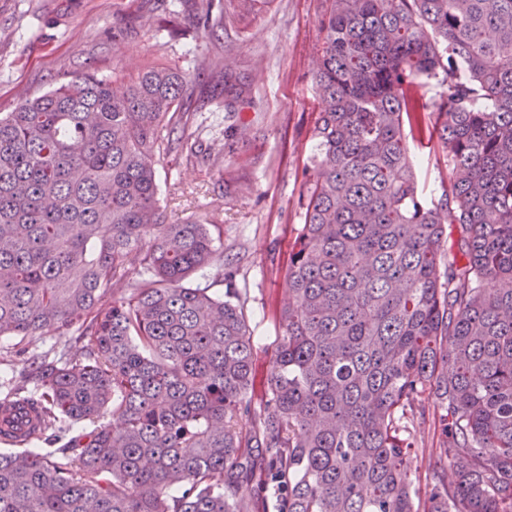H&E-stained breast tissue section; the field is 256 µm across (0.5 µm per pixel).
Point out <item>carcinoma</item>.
<instances>
[{"instance_id": "carcinoma-1", "label": "carcinoma", "mask_w": 512, "mask_h": 512, "mask_svg": "<svg viewBox=\"0 0 512 512\" xmlns=\"http://www.w3.org/2000/svg\"><path fill=\"white\" fill-rule=\"evenodd\" d=\"M254 0H157L226 29ZM316 152L288 253L272 365L257 380L247 289L193 287L212 215L167 223L156 157L198 153L183 101L226 57L128 76L81 70L0 114V336L75 333L40 358L39 426L0 452V512H512V0H330ZM441 79L428 105L418 88ZM443 156L441 194L412 148ZM143 277L127 280L130 268ZM435 399L420 501L411 432ZM117 428L103 422L106 414ZM250 427H239V417ZM92 429L29 448L64 424Z\"/></svg>"}]
</instances>
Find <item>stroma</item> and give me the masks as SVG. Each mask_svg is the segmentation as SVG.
Wrapping results in <instances>:
<instances>
[{"label": "stroma", "instance_id": "stroma-1", "mask_svg": "<svg viewBox=\"0 0 512 512\" xmlns=\"http://www.w3.org/2000/svg\"><path fill=\"white\" fill-rule=\"evenodd\" d=\"M329 7V0H254L223 43L253 100L239 114L243 132L225 140L224 114L208 105L193 119L204 143L215 149L229 145L223 166L207 168L181 154L157 164L160 193L170 198V221L193 212L220 215L215 260L191 281L223 294L224 261L238 264L250 290L248 314L261 376L275 357L288 249L303 222L302 171L315 149L311 130L318 112L313 71ZM159 23L143 0H0V113L12 111L20 95L41 94L87 64L102 74L128 71L138 61L184 69L214 48L199 33L167 39ZM120 28L125 34L116 45L112 33ZM78 348L74 337L53 333L0 337V400L21 380L30 357L73 355ZM423 405L412 467L422 495L440 467L438 409L430 396Z\"/></svg>", "mask_w": 512, "mask_h": 512}]
</instances>
